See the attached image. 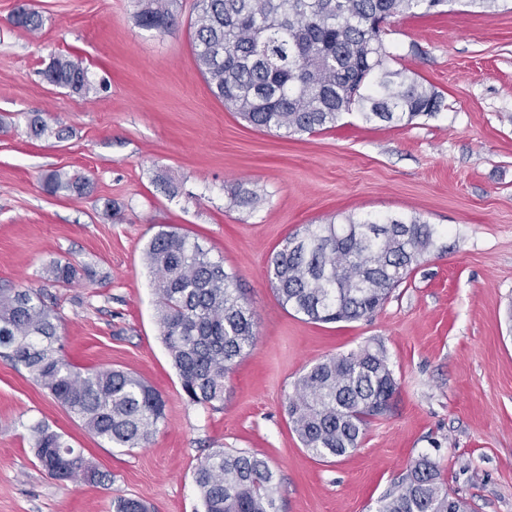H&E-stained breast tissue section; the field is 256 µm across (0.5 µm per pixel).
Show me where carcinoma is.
I'll use <instances>...</instances> for the list:
<instances>
[{
	"instance_id": "1",
	"label": "carcinoma",
	"mask_w": 512,
	"mask_h": 512,
	"mask_svg": "<svg viewBox=\"0 0 512 512\" xmlns=\"http://www.w3.org/2000/svg\"><path fill=\"white\" fill-rule=\"evenodd\" d=\"M177 0H140L137 22L163 32ZM455 0H194L192 45L200 73L224 105L257 128L287 135L336 126L358 107L367 121L432 116L443 99L431 85L387 67L383 23L429 14ZM17 26L34 33L39 11ZM46 80L89 92L88 72L57 57ZM46 192L80 195L85 182L52 170ZM436 230L416 215L379 220L346 217L310 224L285 238L268 277L279 303L313 322L367 318L379 310L435 247ZM154 275L157 323L194 405L224 403V380L254 345V315L224 259L196 239L162 226L144 249ZM78 280L71 263L53 262L52 285ZM61 315L45 288H0V355L33 380L96 437L116 448H143L165 424V401L152 384L119 368L81 370L64 354ZM397 389L382 349L369 346L327 357L302 374L286 413L300 443L320 458L358 448L369 420L383 416ZM39 465L60 481L100 483L105 475L43 422L29 426ZM193 481L203 512H278L276 476L257 454L216 450ZM470 512L448 492L436 463L414 461L379 512ZM114 512H149L137 498L120 497Z\"/></svg>"
}]
</instances>
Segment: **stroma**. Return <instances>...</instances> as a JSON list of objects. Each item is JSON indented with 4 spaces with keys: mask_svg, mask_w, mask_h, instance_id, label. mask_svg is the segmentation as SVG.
Wrapping results in <instances>:
<instances>
[{
    "mask_svg": "<svg viewBox=\"0 0 512 512\" xmlns=\"http://www.w3.org/2000/svg\"><path fill=\"white\" fill-rule=\"evenodd\" d=\"M180 2L157 32L138 25L137 0H28L44 19L33 35L10 22L18 0H0V288L43 286L53 261L88 268L52 289L66 355L141 375L167 414L147 447H110L0 356V512H113L120 496L203 512L193 472L219 449L268 461L279 512H378L423 456L475 512H512V13L458 6L390 22L388 67L434 86V116L369 123L353 111L285 136L214 96L193 54V0ZM61 55L87 70L89 94L47 82ZM36 114L53 135L29 137ZM51 169L84 178L87 194L47 193ZM348 215L419 216L436 245L371 317L314 323L284 309L267 274L274 250ZM163 225L223 257L255 315V344L214 409L186 400L156 324L143 251ZM376 343L397 382L389 411L357 449L313 456L287 396L316 362ZM38 421L104 481L51 478L30 447Z\"/></svg>",
    "mask_w": 512,
    "mask_h": 512,
    "instance_id": "1",
    "label": "stroma"
}]
</instances>
